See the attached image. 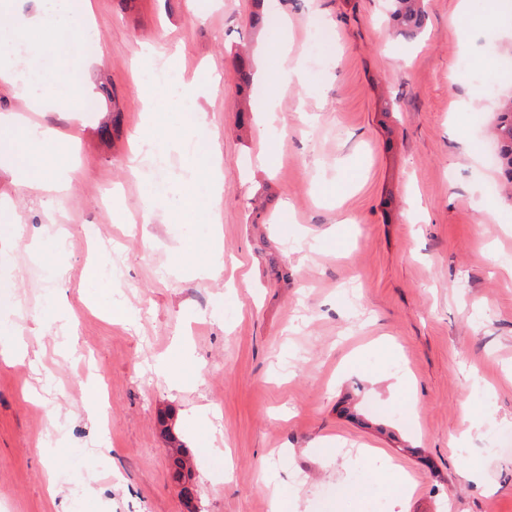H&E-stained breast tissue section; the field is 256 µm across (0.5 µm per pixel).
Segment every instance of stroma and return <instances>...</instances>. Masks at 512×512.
Returning <instances> with one entry per match:
<instances>
[{
    "label": "stroma",
    "mask_w": 512,
    "mask_h": 512,
    "mask_svg": "<svg viewBox=\"0 0 512 512\" xmlns=\"http://www.w3.org/2000/svg\"><path fill=\"white\" fill-rule=\"evenodd\" d=\"M92 5L93 82L109 96L29 113L63 137L54 165L26 140L0 162V512H276L287 485L299 512H376L350 490L370 469L323 464V445L391 457L413 484L406 512H512V197L483 151L512 97V31L461 37L460 0H423L411 40L385 0ZM263 9L287 13L310 76L280 93L270 127L260 86L245 96L234 78L280 36L253 26ZM159 43L180 44L220 145L216 224L172 209L142 222L145 192L191 182V113L159 95L146 111L136 84ZM146 131L183 149L129 175ZM16 165L74 168L68 195L46 206L13 183ZM86 224L115 251L83 244ZM114 259L122 322L85 280ZM162 356L174 375L154 373ZM173 438L195 458L188 498Z\"/></svg>",
    "instance_id": "stroma-1"
}]
</instances>
